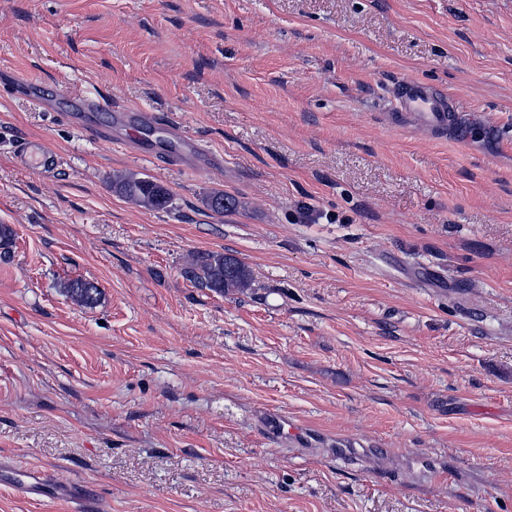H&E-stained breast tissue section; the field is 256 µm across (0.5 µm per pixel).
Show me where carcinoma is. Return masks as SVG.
<instances>
[{
	"label": "carcinoma",
	"mask_w": 512,
	"mask_h": 512,
	"mask_svg": "<svg viewBox=\"0 0 512 512\" xmlns=\"http://www.w3.org/2000/svg\"><path fill=\"white\" fill-rule=\"evenodd\" d=\"M112 191L127 202L141 208L164 210L170 206L167 188L136 172L118 171L112 174ZM207 208L219 215L237 209L236 198L214 191L205 200ZM184 278L197 288L220 295L243 292L252 287L253 276L237 257L221 252H196L183 268ZM64 292L78 306L93 309L100 304L99 287L88 280L74 279L64 284Z\"/></svg>",
	"instance_id": "cac0c4a2"
}]
</instances>
